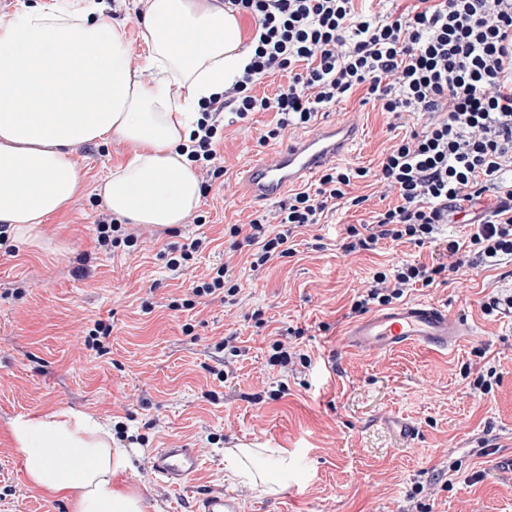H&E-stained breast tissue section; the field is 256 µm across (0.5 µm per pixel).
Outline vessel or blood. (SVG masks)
I'll return each mask as SVG.
<instances>
[{"mask_svg": "<svg viewBox=\"0 0 512 512\" xmlns=\"http://www.w3.org/2000/svg\"><path fill=\"white\" fill-rule=\"evenodd\" d=\"M356 139V126H319L313 135L280 150L274 160L250 163L245 169L247 189L257 201L277 199L291 185L315 174L329 161L346 155ZM471 333L467 322L447 308L426 301H411L356 321L348 328L344 342L376 352L407 345L445 351ZM148 465L163 483L178 488L197 475L201 458L193 448H157L151 452ZM193 512H242V505L236 495L218 492L197 498Z\"/></svg>", "mask_w": 512, "mask_h": 512, "instance_id": "obj_1", "label": "vessel or blood"}]
</instances>
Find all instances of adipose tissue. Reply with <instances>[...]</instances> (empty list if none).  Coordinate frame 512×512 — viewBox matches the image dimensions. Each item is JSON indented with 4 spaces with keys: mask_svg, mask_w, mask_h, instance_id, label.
Wrapping results in <instances>:
<instances>
[{
    "mask_svg": "<svg viewBox=\"0 0 512 512\" xmlns=\"http://www.w3.org/2000/svg\"><path fill=\"white\" fill-rule=\"evenodd\" d=\"M86 0H39L0 25V223L33 241L44 220L82 188L74 146L122 139L133 146L99 183L113 215L130 224L185 223L202 200L182 144L251 60L239 13L217 0H143L146 49L131 67L122 28ZM11 436L36 488L73 512H144L142 497L113 483L131 466L126 448L93 415L60 409L21 416ZM240 484L276 492L288 453L242 447L224 459Z\"/></svg>",
    "mask_w": 512,
    "mask_h": 512,
    "instance_id": "1",
    "label": "adipose tissue"
}]
</instances>
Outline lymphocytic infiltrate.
<instances>
[{
	"label": "lymphocytic infiltrate",
	"instance_id": "f902f5d3",
	"mask_svg": "<svg viewBox=\"0 0 512 512\" xmlns=\"http://www.w3.org/2000/svg\"><path fill=\"white\" fill-rule=\"evenodd\" d=\"M228 2L252 16L258 41L242 78L203 109L189 158L206 173L227 171L217 147L228 112L242 120L276 113L270 140L361 88L381 111L425 118L423 128L388 149L373 175L381 196H396L398 205L363 227L348 226L343 249L436 242L441 260L374 272L352 313L391 304L445 272L512 264V0H434L382 23L356 0ZM279 72L289 73L287 85L270 97L254 94L256 82ZM364 175L347 166L327 170L314 191L292 193L278 211L232 225L234 249L249 248L254 271L292 255L301 229L320 223L338 201L363 204L350 190ZM489 192L495 202L468 240L439 239L440 225L457 223Z\"/></svg>",
	"mask_w": 512,
	"mask_h": 512
}]
</instances>
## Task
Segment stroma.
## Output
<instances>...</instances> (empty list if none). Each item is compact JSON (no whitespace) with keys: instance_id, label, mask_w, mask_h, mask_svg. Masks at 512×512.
<instances>
[{"instance_id":"1","label":"stroma","mask_w":512,"mask_h":512,"mask_svg":"<svg viewBox=\"0 0 512 512\" xmlns=\"http://www.w3.org/2000/svg\"><path fill=\"white\" fill-rule=\"evenodd\" d=\"M96 2L108 23L123 27L130 61L139 63V0ZM363 96L354 91L317 121L356 119L359 138L338 163L373 172L388 148L421 123L396 118ZM224 119L219 151L228 172L212 179L187 224H129L135 246L97 245L95 226L109 214L98 184L130 151L112 140L75 149L84 188L41 224L38 243L10 253L0 247V512H73L26 480L10 433L17 417L57 408L90 413L136 436L132 466L115 482L140 494L146 512H190L197 497L229 489L244 512H512V313L483 309L493 294L512 292V266L464 267L405 292V300L445 305L472 326L474 337L451 351L343 346L351 304L373 272L400 260L436 262L438 246L387 242L346 254L347 225L368 223L397 203L359 179L352 192L365 196L362 206H338L315 233L297 236L293 256L251 271L246 255H229L227 231L279 203L255 201L244 170L274 159L282 143L308 131L265 143L274 113ZM316 234L323 249L313 245ZM201 236L208 243L193 265L181 275L170 271L168 249ZM224 262L241 286L236 304L191 303L190 281ZM98 320L112 327L101 354L84 344ZM227 337L234 352L218 348ZM277 339L308 354L310 365L270 366ZM490 369L495 375L485 393L477 382ZM388 416L418 427L414 445L385 424ZM483 440L491 448L476 455ZM251 442L286 449L292 458L278 493L259 495L227 477L225 453ZM180 446L197 449L204 469L175 491L154 477L147 458L153 449Z\"/></svg>"}]
</instances>
